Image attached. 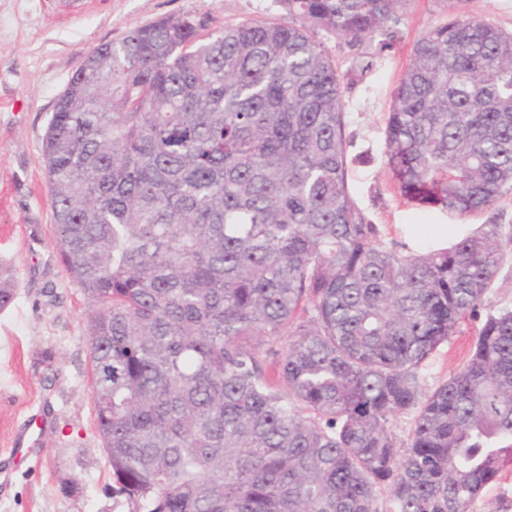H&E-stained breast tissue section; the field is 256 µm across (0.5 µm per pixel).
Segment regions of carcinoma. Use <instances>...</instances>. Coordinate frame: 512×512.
Segmentation results:
<instances>
[{
  "mask_svg": "<svg viewBox=\"0 0 512 512\" xmlns=\"http://www.w3.org/2000/svg\"><path fill=\"white\" fill-rule=\"evenodd\" d=\"M197 39L168 18L92 51L48 123L56 246L89 301L96 429L130 512H474L512 463V309L432 392L418 370L478 315L500 224L399 253L348 186L341 76L409 0H281ZM453 17L388 114L400 194L460 218L512 191V31ZM16 296L0 263V310ZM417 410L399 444L390 418Z\"/></svg>",
  "mask_w": 512,
  "mask_h": 512,
  "instance_id": "carcinoma-1",
  "label": "carcinoma"
}]
</instances>
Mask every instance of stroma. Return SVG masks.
Instances as JSON below:
<instances>
[{"label": "stroma", "instance_id": "1", "mask_svg": "<svg viewBox=\"0 0 512 512\" xmlns=\"http://www.w3.org/2000/svg\"><path fill=\"white\" fill-rule=\"evenodd\" d=\"M184 16L205 36L287 13L280 0H0V256L17 285L14 303L0 311V512H129L96 434L88 300L56 247L40 158L56 102L89 52ZM447 20L442 0H410L387 27L359 41L313 31L343 79L351 195L381 244L403 253L439 249L479 224L512 226V192L461 219L404 199L386 165L393 90L415 42ZM479 326L468 319L439 346L421 373L424 390L462 367ZM34 416L42 431L16 462L13 438Z\"/></svg>", "mask_w": 512, "mask_h": 512}]
</instances>
